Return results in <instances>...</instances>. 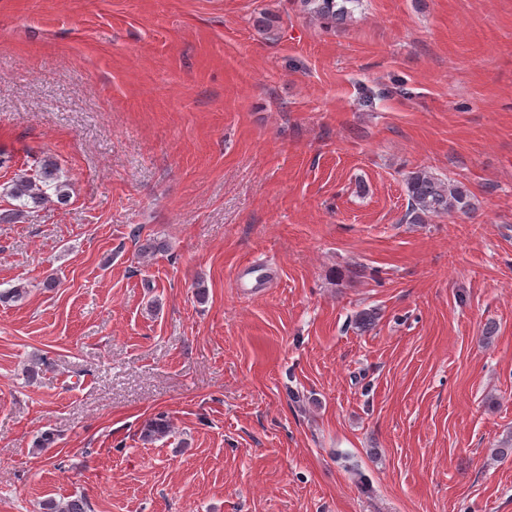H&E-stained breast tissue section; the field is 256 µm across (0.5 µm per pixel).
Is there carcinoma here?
Returning a JSON list of instances; mask_svg holds the SVG:
<instances>
[{
    "mask_svg": "<svg viewBox=\"0 0 512 512\" xmlns=\"http://www.w3.org/2000/svg\"><path fill=\"white\" fill-rule=\"evenodd\" d=\"M357 2L359 0H300L304 11L332 27L346 24L352 16L350 5ZM405 182L409 199L408 215L413 223L421 224L434 214L453 211L467 213L472 209L470 194L464 187L445 181L423 169L409 173ZM66 187L67 184L60 180L58 165L43 160L35 174H19L4 186L5 195L18 201L19 208L9 213H0V220L11 219L30 204L35 207L52 202L65 205L69 201ZM44 510L89 512L90 506L85 498L80 497L64 503L48 501Z\"/></svg>",
    "mask_w": 512,
    "mask_h": 512,
    "instance_id": "1",
    "label": "carcinoma"
}]
</instances>
